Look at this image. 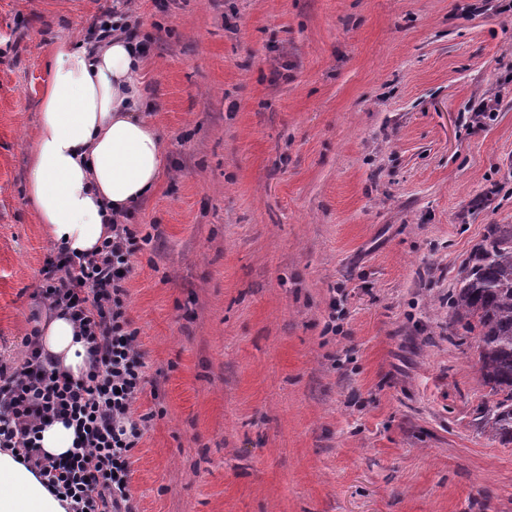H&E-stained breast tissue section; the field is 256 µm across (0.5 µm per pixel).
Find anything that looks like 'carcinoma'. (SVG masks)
<instances>
[{"label": "carcinoma", "mask_w": 512, "mask_h": 512, "mask_svg": "<svg viewBox=\"0 0 512 512\" xmlns=\"http://www.w3.org/2000/svg\"><path fill=\"white\" fill-rule=\"evenodd\" d=\"M462 335L477 338L480 372L500 396L485 418L512 443V224H490L451 298Z\"/></svg>", "instance_id": "obj_1"}]
</instances>
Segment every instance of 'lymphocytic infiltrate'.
I'll use <instances>...</instances> for the list:
<instances>
[{
	"mask_svg": "<svg viewBox=\"0 0 512 512\" xmlns=\"http://www.w3.org/2000/svg\"><path fill=\"white\" fill-rule=\"evenodd\" d=\"M133 212L113 216L112 234L87 256L48 257L36 295L48 309L70 315L88 346L90 364L78 380L43 358L36 336L25 340L23 361L0 364V448L38 469L69 512H133L132 451L154 412L136 414L147 382L137 332L128 316L126 280L139 249ZM64 418L77 440L66 456L40 448L43 426Z\"/></svg>",
	"mask_w": 512,
	"mask_h": 512,
	"instance_id": "obj_1",
	"label": "lymphocytic infiltrate"
}]
</instances>
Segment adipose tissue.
<instances>
[{
	"instance_id": "adipose-tissue-1",
	"label": "adipose tissue",
	"mask_w": 512,
	"mask_h": 512,
	"mask_svg": "<svg viewBox=\"0 0 512 512\" xmlns=\"http://www.w3.org/2000/svg\"><path fill=\"white\" fill-rule=\"evenodd\" d=\"M28 171V197L46 234L82 255L110 236L108 221L146 198L166 166L165 143L146 119L145 63L136 42L118 36L89 48L68 37L49 48ZM39 350L80 378L87 345L70 317L38 325ZM0 512H67L38 473L0 449Z\"/></svg>"
}]
</instances>
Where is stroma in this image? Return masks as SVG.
I'll list each match as a JSON object with an SVG mask.
<instances>
[{"label": "stroma", "mask_w": 512, "mask_h": 512, "mask_svg": "<svg viewBox=\"0 0 512 512\" xmlns=\"http://www.w3.org/2000/svg\"><path fill=\"white\" fill-rule=\"evenodd\" d=\"M112 0H0V361L54 245L27 194L48 47ZM168 163L128 314L135 512H512L448 296L512 224V0H131ZM499 98L476 122L481 98Z\"/></svg>", "instance_id": "stroma-1"}]
</instances>
